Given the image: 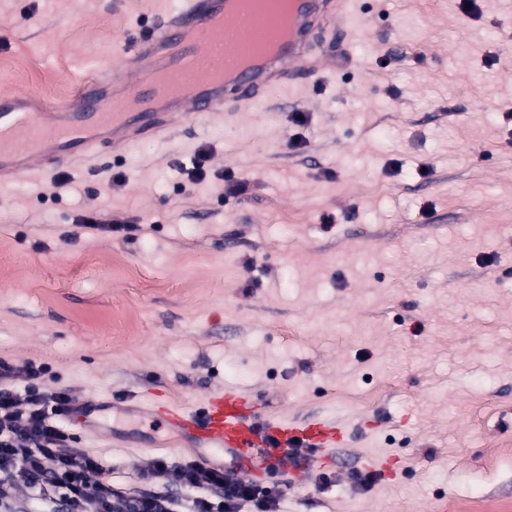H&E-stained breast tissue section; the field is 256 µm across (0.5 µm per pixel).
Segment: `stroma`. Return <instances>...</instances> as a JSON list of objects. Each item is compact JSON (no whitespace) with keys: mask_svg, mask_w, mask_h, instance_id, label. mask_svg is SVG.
<instances>
[{"mask_svg":"<svg viewBox=\"0 0 512 512\" xmlns=\"http://www.w3.org/2000/svg\"><path fill=\"white\" fill-rule=\"evenodd\" d=\"M171 2L0 0V59L54 76L0 91L64 103L81 60H114ZM351 8L356 57L258 110L0 189V358L94 405V431H70L114 484L158 457L224 466L140 408L234 389L259 420L346 424L305 477L280 468L282 512L512 501V457L484 454L512 443V0L468 19L458 0ZM203 148L210 175L189 182ZM227 170L245 193L223 197ZM89 212L133 230L80 228ZM372 460L382 480L355 486Z\"/></svg>","mask_w":512,"mask_h":512,"instance_id":"35a3bbf8","label":"stroma"}]
</instances>
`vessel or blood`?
Wrapping results in <instances>:
<instances>
[{"label":"vessel or blood","instance_id":"b4317fda","mask_svg":"<svg viewBox=\"0 0 512 512\" xmlns=\"http://www.w3.org/2000/svg\"><path fill=\"white\" fill-rule=\"evenodd\" d=\"M239 12L230 0H178L133 44L138 67L115 60L111 72L90 75L71 102L54 110L21 94H1L0 186L26 172L83 163L102 147L125 154L142 137L248 111L271 90L294 86L301 73H319L333 59V51L317 46L322 33L353 35L349 0H292L288 37L277 53L257 64L215 66ZM147 411L198 447L224 450L233 469L249 477L264 472V450L273 444L293 449L282 462L306 475L309 449L338 447L346 430L337 419L257 423L250 400L233 390L210 393L198 412L161 401Z\"/></svg>","mask_w":512,"mask_h":512}]
</instances>
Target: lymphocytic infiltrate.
<instances>
[{
	"instance_id": "1",
	"label": "lymphocytic infiltrate",
	"mask_w": 512,
	"mask_h": 512,
	"mask_svg": "<svg viewBox=\"0 0 512 512\" xmlns=\"http://www.w3.org/2000/svg\"><path fill=\"white\" fill-rule=\"evenodd\" d=\"M17 373L0 360V512H19L16 493L59 495L66 512H280L285 497L279 485L246 481L232 471L198 462L156 459L140 486L112 482L105 462L78 448L75 435L60 425L77 405L66 391L45 386L44 367L28 365L25 395L10 386ZM195 490L180 507L169 489Z\"/></svg>"
}]
</instances>
